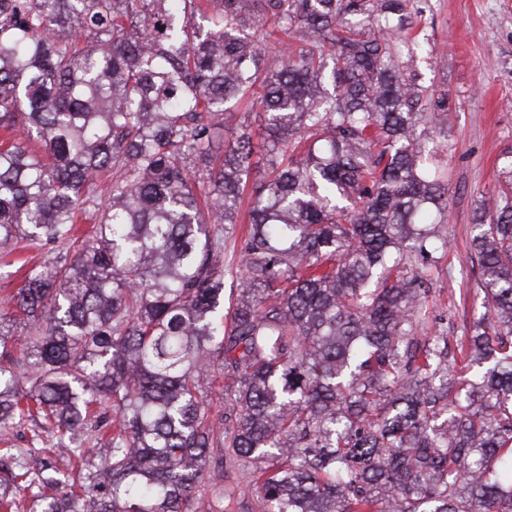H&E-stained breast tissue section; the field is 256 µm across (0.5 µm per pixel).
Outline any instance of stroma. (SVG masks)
<instances>
[{
    "instance_id": "stroma-1",
    "label": "stroma",
    "mask_w": 512,
    "mask_h": 512,
    "mask_svg": "<svg viewBox=\"0 0 512 512\" xmlns=\"http://www.w3.org/2000/svg\"><path fill=\"white\" fill-rule=\"evenodd\" d=\"M404 34L419 41L434 57L433 65L418 64V83L447 92L448 148L440 162L448 174L447 251L432 269L428 304L460 333L463 322L482 311L474 294L476 277L466 260L474 199L493 190L503 158L512 152V0H411ZM259 107L240 104L226 112L213 146L214 156L241 134H249L254 154L251 184H258L266 164L267 133ZM241 204L239 221L224 227V251L218 266L225 272V300L233 302V275L248 221ZM66 247L29 244L0 250V298L24 282L48 258L66 254Z\"/></svg>"
}]
</instances>
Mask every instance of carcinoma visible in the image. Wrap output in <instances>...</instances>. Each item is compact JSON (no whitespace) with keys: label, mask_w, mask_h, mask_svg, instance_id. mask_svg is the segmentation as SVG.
<instances>
[{"label":"carcinoma","mask_w":512,"mask_h":512,"mask_svg":"<svg viewBox=\"0 0 512 512\" xmlns=\"http://www.w3.org/2000/svg\"><path fill=\"white\" fill-rule=\"evenodd\" d=\"M210 3L0 0V129L43 145L0 148V249L73 247L0 312V434L31 444L0 448V512H224L243 462L262 512H512V162L479 200L483 312L451 351L420 334L448 96L403 65L410 0ZM244 98L270 145L226 308L251 138L205 210L196 164Z\"/></svg>","instance_id":"1"}]
</instances>
